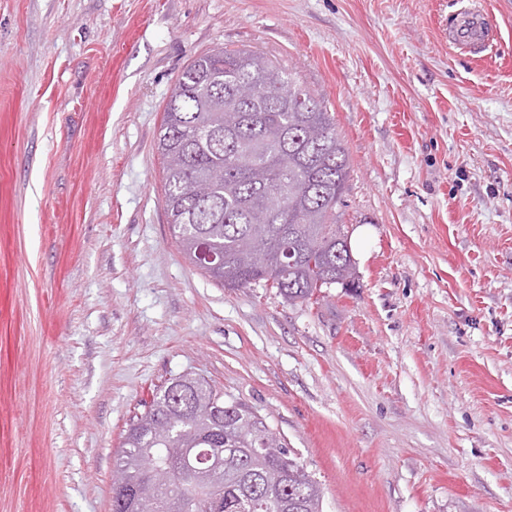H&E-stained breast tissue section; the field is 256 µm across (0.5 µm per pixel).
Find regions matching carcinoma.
Masks as SVG:
<instances>
[{
    "label": "carcinoma",
    "mask_w": 512,
    "mask_h": 512,
    "mask_svg": "<svg viewBox=\"0 0 512 512\" xmlns=\"http://www.w3.org/2000/svg\"><path fill=\"white\" fill-rule=\"evenodd\" d=\"M247 84L251 99L233 87ZM168 224L186 259L224 288L265 283L290 302L355 287L356 263L336 208L350 175L325 101L292 73L244 49L192 60L164 108ZM180 448L222 463L212 482H176L151 512H323V490L281 433L249 407L224 402L203 378L157 391L127 430L113 467L128 489L145 484L137 460L164 465Z\"/></svg>",
    "instance_id": "1"
}]
</instances>
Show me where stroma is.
I'll list each match as a JSON object with an SVG mask.
<instances>
[{
  "instance_id": "1",
  "label": "stroma",
  "mask_w": 512,
  "mask_h": 512,
  "mask_svg": "<svg viewBox=\"0 0 512 512\" xmlns=\"http://www.w3.org/2000/svg\"><path fill=\"white\" fill-rule=\"evenodd\" d=\"M472 4L481 60L448 44ZM220 48L334 113L355 287L291 303L180 252L156 143ZM186 374L323 512H512V0H0V512H112L132 417ZM493 37V28L487 15L480 10H462L448 22V42L460 49L481 54Z\"/></svg>"
}]
</instances>
